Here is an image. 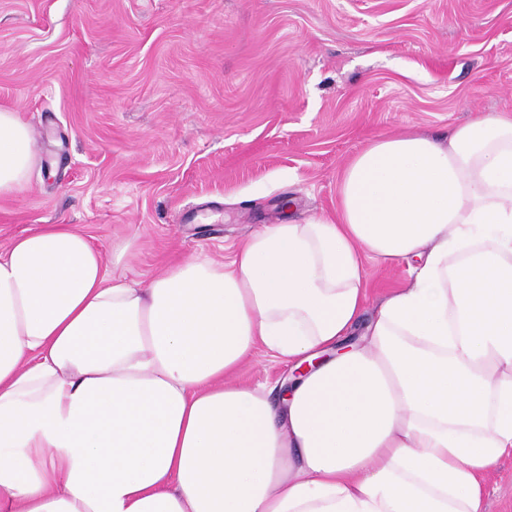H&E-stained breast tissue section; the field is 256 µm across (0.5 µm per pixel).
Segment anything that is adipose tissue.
I'll return each instance as SVG.
<instances>
[{
  "label": "adipose tissue",
  "mask_w": 512,
  "mask_h": 512,
  "mask_svg": "<svg viewBox=\"0 0 512 512\" xmlns=\"http://www.w3.org/2000/svg\"><path fill=\"white\" fill-rule=\"evenodd\" d=\"M30 128L0 111V197ZM72 224L0 247V512H484L512 453V114L372 141L335 216L148 284ZM412 261L372 320L362 262ZM311 364L233 382L256 348Z\"/></svg>",
  "instance_id": "adipose-tissue-1"
}]
</instances>
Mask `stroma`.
Listing matches in <instances>:
<instances>
[{
    "instance_id": "35a3bbf8",
    "label": "stroma",
    "mask_w": 512,
    "mask_h": 512,
    "mask_svg": "<svg viewBox=\"0 0 512 512\" xmlns=\"http://www.w3.org/2000/svg\"><path fill=\"white\" fill-rule=\"evenodd\" d=\"M0 109L41 159L0 198V244L73 224L139 249L148 282L265 224L336 211L353 155L406 131L445 138L512 110V0H0ZM368 311L410 280L364 261ZM290 368L257 352L240 382ZM512 512V454L485 483Z\"/></svg>"
}]
</instances>
